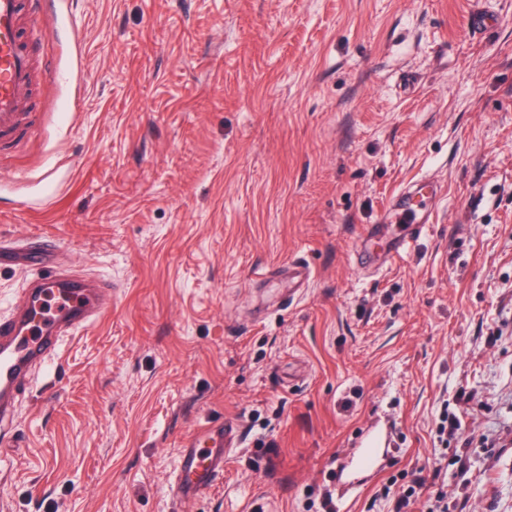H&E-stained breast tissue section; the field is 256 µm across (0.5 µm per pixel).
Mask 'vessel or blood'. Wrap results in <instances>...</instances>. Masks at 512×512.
<instances>
[{"mask_svg": "<svg viewBox=\"0 0 512 512\" xmlns=\"http://www.w3.org/2000/svg\"><path fill=\"white\" fill-rule=\"evenodd\" d=\"M42 0H0V135L23 131L29 119L28 93L38 77L28 40H40ZM442 187L420 180L392 197L389 214L407 223L394 237L385 260H402L433 220L423 198H440ZM55 247L38 241L20 249L22 266L44 267L28 281L19 314L0 317V421L10 419L27 377L54 355L61 337L73 334L103 315L112 304L111 285L55 267ZM239 426L231 420L211 423L185 440L176 459L172 497L186 501L205 494L224 472V462L237 448ZM380 433L361 434L348 454L345 475L356 479L376 467Z\"/></svg>", "mask_w": 512, "mask_h": 512, "instance_id": "b4317fda", "label": "vessel or blood"}]
</instances>
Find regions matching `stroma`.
Here are the masks:
<instances>
[{
	"label": "stroma",
	"mask_w": 512,
	"mask_h": 512,
	"mask_svg": "<svg viewBox=\"0 0 512 512\" xmlns=\"http://www.w3.org/2000/svg\"><path fill=\"white\" fill-rule=\"evenodd\" d=\"M488 7L479 34L471 0H69L73 47L44 25L37 59L81 51L82 81L35 87L0 242L52 237L117 290L17 402L0 512H396L384 487L437 454L448 512H512V447L480 441L512 424V0ZM427 175L433 224L380 262ZM295 260L301 293L258 281ZM227 418L223 478L173 505L183 438ZM379 422V467L339 480Z\"/></svg>",
	"instance_id": "35a3bbf8"
}]
</instances>
